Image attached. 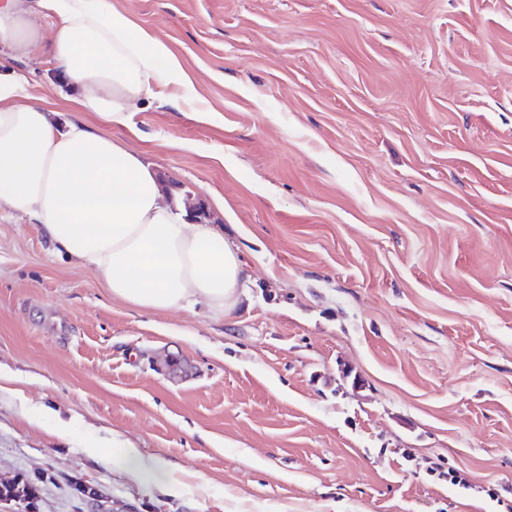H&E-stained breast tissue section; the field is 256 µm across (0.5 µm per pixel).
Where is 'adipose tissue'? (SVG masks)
<instances>
[{"instance_id":"obj_1","label":"adipose tissue","mask_w":512,"mask_h":512,"mask_svg":"<svg viewBox=\"0 0 512 512\" xmlns=\"http://www.w3.org/2000/svg\"><path fill=\"white\" fill-rule=\"evenodd\" d=\"M55 16L44 32L38 16ZM0 46L47 57L79 103L127 123L159 85L188 86L159 37L135 30L111 0H0ZM39 226L58 254L94 270L113 299L151 311L231 313L245 293L241 258L223 230L188 224L163 201L151 165L112 138L24 102L0 74V211Z\"/></svg>"}]
</instances>
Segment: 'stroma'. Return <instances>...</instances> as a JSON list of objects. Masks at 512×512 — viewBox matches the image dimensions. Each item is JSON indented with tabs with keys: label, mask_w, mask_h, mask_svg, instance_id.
Here are the masks:
<instances>
[{
	"label": "stroma",
	"mask_w": 512,
	"mask_h": 512,
	"mask_svg": "<svg viewBox=\"0 0 512 512\" xmlns=\"http://www.w3.org/2000/svg\"><path fill=\"white\" fill-rule=\"evenodd\" d=\"M112 4L191 94L122 125L0 67L200 203L249 288L135 309L1 211L0 478L37 492L0 512H512V0ZM116 433L149 478L87 456Z\"/></svg>",
	"instance_id": "1"
}]
</instances>
